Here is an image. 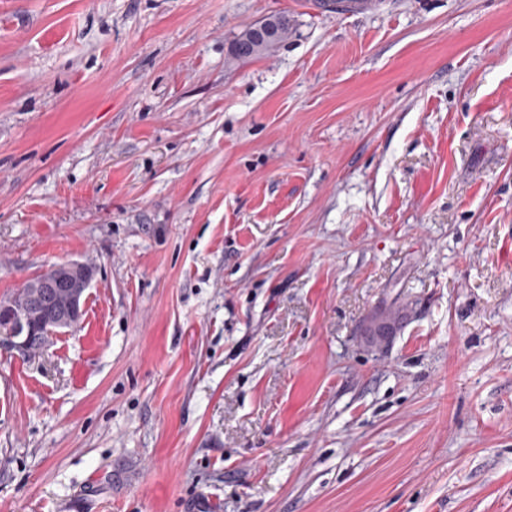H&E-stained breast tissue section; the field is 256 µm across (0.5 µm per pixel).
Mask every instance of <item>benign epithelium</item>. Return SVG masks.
Instances as JSON below:
<instances>
[{
    "label": "benign epithelium",
    "mask_w": 512,
    "mask_h": 512,
    "mask_svg": "<svg viewBox=\"0 0 512 512\" xmlns=\"http://www.w3.org/2000/svg\"><path fill=\"white\" fill-rule=\"evenodd\" d=\"M93 274L86 271L81 262H69L49 267L42 278L35 283L37 291L33 296L35 304L44 305L54 294L55 289L65 288L70 295L67 314L51 316L52 323H34L28 310L13 302L1 303L0 310L8 311L10 324L6 335L10 336L9 347L18 353H26L29 344L36 336L50 337L80 319L85 302V294L91 287Z\"/></svg>",
    "instance_id": "7a95c632"
}]
</instances>
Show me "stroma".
I'll use <instances>...</instances> for the list:
<instances>
[{"mask_svg": "<svg viewBox=\"0 0 512 512\" xmlns=\"http://www.w3.org/2000/svg\"><path fill=\"white\" fill-rule=\"evenodd\" d=\"M371 3L0 0V512H512V0ZM268 27L258 30L259 35L253 32L252 26L243 29L234 39L230 56L233 60L245 62L251 59L272 55L281 43L288 40L291 32V20L288 14H273L265 18ZM271 29V30H270ZM93 277L94 275L86 271L81 262L50 266L42 273V278L35 283L34 287L38 288L33 296L35 305L43 306L55 294V288H57L52 307L57 310L63 309L67 303V294L61 288H66L70 295V305L66 315L50 317L48 313H45L38 316L40 321L50 317L52 324L39 322L35 325L32 316L24 306L16 305L14 302L1 303L0 310L2 312L7 310L10 316V324L7 332L4 333V335L10 336L9 347L18 353H28L29 344L35 336H48L34 346L33 352L35 353L50 341V336L57 335L81 319L85 294L91 287Z\"/></svg>", "mask_w": 512, "mask_h": 512, "instance_id": "stroma-1", "label": "stroma"}]
</instances>
